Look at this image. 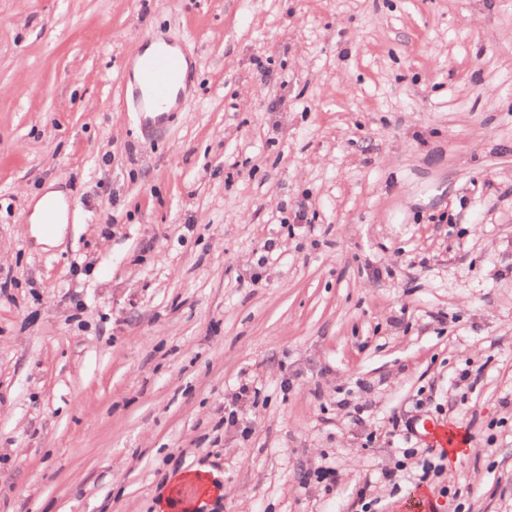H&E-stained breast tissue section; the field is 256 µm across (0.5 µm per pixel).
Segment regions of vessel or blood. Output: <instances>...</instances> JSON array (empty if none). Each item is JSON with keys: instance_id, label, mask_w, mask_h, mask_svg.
<instances>
[{"instance_id": "b4317fda", "label": "vessel or blood", "mask_w": 512, "mask_h": 512, "mask_svg": "<svg viewBox=\"0 0 512 512\" xmlns=\"http://www.w3.org/2000/svg\"><path fill=\"white\" fill-rule=\"evenodd\" d=\"M188 79L183 58L160 49L139 61L138 78L128 92L138 111L164 112L169 108L174 91Z\"/></svg>"}]
</instances>
